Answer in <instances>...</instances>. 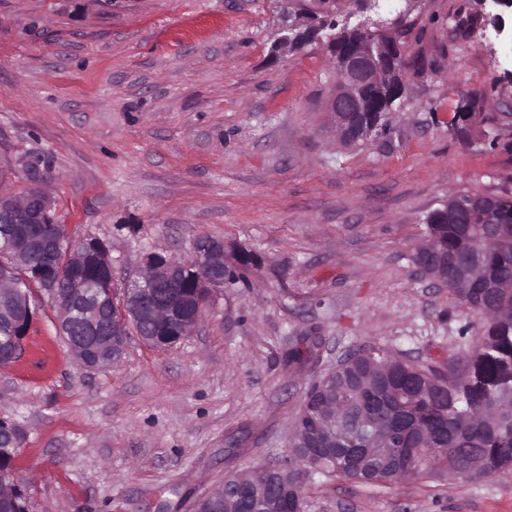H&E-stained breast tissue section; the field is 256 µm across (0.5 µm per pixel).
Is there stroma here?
<instances>
[{"instance_id":"35a3bbf8","label":"stroma","mask_w":512,"mask_h":512,"mask_svg":"<svg viewBox=\"0 0 512 512\" xmlns=\"http://www.w3.org/2000/svg\"><path fill=\"white\" fill-rule=\"evenodd\" d=\"M354 0H0V189L38 186L74 238L110 248L115 279L144 255L191 258L203 236L250 252L169 349L131 337L109 368L80 365L32 288L24 359L0 366V418L29 512H191L225 474L285 454L309 387L337 358L382 346L424 366L475 345L478 316L419 275L429 214L459 195L512 198V28L480 0H377L407 35L409 88L389 136L350 147L329 126L323 45L272 53L283 14ZM484 119L448 131L463 98ZM314 362L288 367L301 337ZM240 451L230 452V442ZM307 512H512V474L318 481ZM23 436L24 433L17 424L0 419V475H9L13 472L14 448L20 446Z\"/></svg>"}]
</instances>
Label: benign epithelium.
Instances as JSON below:
<instances>
[{"label": "benign epithelium", "mask_w": 512, "mask_h": 512, "mask_svg": "<svg viewBox=\"0 0 512 512\" xmlns=\"http://www.w3.org/2000/svg\"><path fill=\"white\" fill-rule=\"evenodd\" d=\"M388 52L384 44L372 39L347 55L337 78L336 92L329 103L332 129L344 143L355 145L367 140L369 132L358 117L366 110L364 89L380 82L383 59ZM498 199L473 195L467 201H448L436 210L437 224H470L474 210L485 213L486 223H497ZM53 204L39 188L16 194H0V216L5 217L0 226V255L26 268V278L42 282L43 291L51 302L61 308L59 329L68 347L75 353L92 351L96 355L93 367L109 366L119 361L127 348V336L131 324L158 322L169 326L168 335L185 337L201 322L208 300L213 293L225 287L224 271L228 260L236 252L224 241L200 239L195 246V261L181 263L171 256L152 252L146 254L138 267L123 281L121 302L123 318L110 316L115 301L114 268L109 249L98 238L71 241L67 257L75 287L82 289L81 296L62 300L58 291L60 279L53 278L32 263L29 258L28 242L37 239L41 245L48 242L37 235L21 236L17 224H28L34 229L43 223ZM87 266H96L101 276L96 281L82 279ZM192 281L196 294L183 292L186 281ZM6 291L16 300H27L21 282L14 277H0V293ZM288 455L274 457L254 469L225 476L224 504L227 512H245L248 495L255 485V476L267 478V497L280 500L288 493V474L291 467ZM358 463L376 461L392 476L403 472L399 459L391 455L389 448L379 444L374 448H359L356 451Z\"/></svg>", "instance_id": "benign-epithelium-1"}]
</instances>
